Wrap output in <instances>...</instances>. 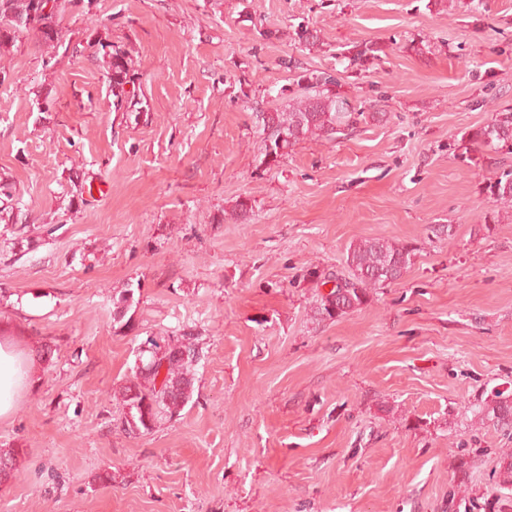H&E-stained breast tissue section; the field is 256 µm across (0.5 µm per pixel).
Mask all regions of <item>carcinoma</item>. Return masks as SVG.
<instances>
[{"label": "carcinoma", "instance_id": "1", "mask_svg": "<svg viewBox=\"0 0 512 512\" xmlns=\"http://www.w3.org/2000/svg\"><path fill=\"white\" fill-rule=\"evenodd\" d=\"M39 0H0V46L13 42L24 31L35 30L40 41L56 47L61 39L57 19L58 0L44 14ZM129 70L124 55L112 54V95H125ZM306 83L307 94L297 99L287 112H258L256 123L264 135L265 163H277L288 148L309 138L335 139L354 129L362 112L333 91L335 78L326 73L299 75ZM470 142L495 152L512 154V107L495 113L490 123L467 133ZM495 204L512 207V167L502 170L485 186ZM416 249L409 243H390L381 238L361 241L349 248L346 276L318 275L307 269V276L318 284L335 282L332 290L320 296L319 309L328 318L342 316L365 305L371 290L399 280L412 265ZM202 348L192 333L180 336H150L138 349L132 374L120 392L118 421L129 436L151 433L163 420L180 415L193 394V377L189 367L200 359ZM477 413L512 426V398L497 391L478 405ZM21 448H0V483L16 471Z\"/></svg>", "mask_w": 512, "mask_h": 512}]
</instances>
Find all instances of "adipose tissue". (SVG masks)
Returning a JSON list of instances; mask_svg holds the SVG:
<instances>
[{
    "instance_id": "adipose-tissue-1",
    "label": "adipose tissue",
    "mask_w": 512,
    "mask_h": 512,
    "mask_svg": "<svg viewBox=\"0 0 512 512\" xmlns=\"http://www.w3.org/2000/svg\"><path fill=\"white\" fill-rule=\"evenodd\" d=\"M36 358L18 351L11 336H0V418L9 416L18 396L38 385Z\"/></svg>"
}]
</instances>
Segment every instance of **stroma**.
Returning a JSON list of instances; mask_svg holds the SVG:
<instances>
[{
	"mask_svg": "<svg viewBox=\"0 0 512 512\" xmlns=\"http://www.w3.org/2000/svg\"><path fill=\"white\" fill-rule=\"evenodd\" d=\"M58 20L57 48L0 52V325L52 349L0 418L24 451L0 512H512V428L476 412L512 396V208L464 137L512 107V0H66ZM363 42L377 58L350 64ZM107 44L134 78L119 107ZM302 69L366 117L264 164L253 114L287 111ZM370 238L413 264L320 314L306 270L348 274ZM185 331L192 401L126 435L140 344Z\"/></svg>",
	"mask_w": 512,
	"mask_h": 512,
	"instance_id": "35a3bbf8",
	"label": "stroma"
}]
</instances>
